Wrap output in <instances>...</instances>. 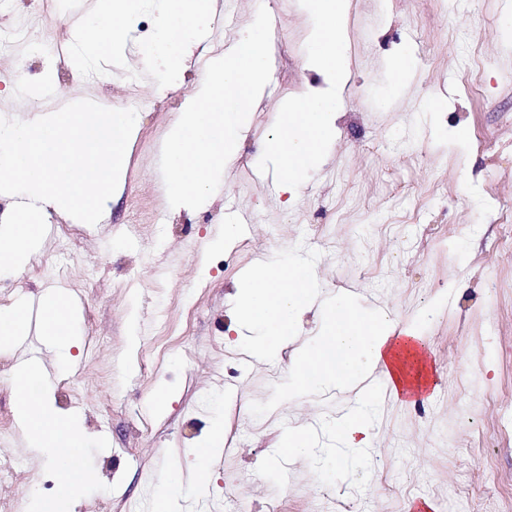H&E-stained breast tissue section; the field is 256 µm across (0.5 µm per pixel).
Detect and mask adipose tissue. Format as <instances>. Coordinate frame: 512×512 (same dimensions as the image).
<instances>
[{
	"label": "adipose tissue",
	"instance_id": "adipose-tissue-1",
	"mask_svg": "<svg viewBox=\"0 0 512 512\" xmlns=\"http://www.w3.org/2000/svg\"><path fill=\"white\" fill-rule=\"evenodd\" d=\"M157 13L162 41L144 54L146 65L157 60H176L186 51V35L202 25L211 11V0H103V24L95 37L83 39L79 62L109 59L130 37L137 15L144 7ZM316 18L312 34V66L340 78L344 71L343 42L339 23L347 0H310ZM339 108L335 92L305 95L287 107L264 143V152L277 170L279 190L295 194L299 178L323 157L333 139ZM313 272L298 260H283L251 270L239 298L236 332L248 339L254 355L276 358L284 343L298 334L304 315L314 304ZM327 315L319 336L299 348L291 389L300 395L344 390L364 383L374 372H382L394 393H410L409 360L417 356L421 336L397 330L384 311H369L351 298L339 295L326 305ZM72 307L59 299L43 304L41 329L59 358L72 361L75 346L71 325ZM16 410L30 443L43 448L55 460L77 453L83 431L77 412H65L54 403L43 370L14 371ZM329 430L336 447L317 448L309 430L297 428L286 435L277 450L279 458H314L322 473L344 467L360 473L357 461L366 445L364 414H349L334 420Z\"/></svg>",
	"mask_w": 512,
	"mask_h": 512
}]
</instances>
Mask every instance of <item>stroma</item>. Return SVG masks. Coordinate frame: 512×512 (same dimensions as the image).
Masks as SVG:
<instances>
[{
	"label": "stroma",
	"mask_w": 512,
	"mask_h": 512,
	"mask_svg": "<svg viewBox=\"0 0 512 512\" xmlns=\"http://www.w3.org/2000/svg\"><path fill=\"white\" fill-rule=\"evenodd\" d=\"M189 50L156 88L144 52L161 38L142 11L118 58L77 65L78 35H92L100 0H11L0 28L43 6L50 41L17 44L0 57V116L31 119L89 99L108 108L131 97L138 111L125 178L96 225L62 240L67 216L49 212L41 246L19 271L0 274V310L53 286L75 308L74 364L59 363L33 328L0 338V456L21 467L0 484V512H28L60 472L28 442L17 419L15 367L36 360L53 375L56 406L81 414L79 461L90 482L76 512H131L154 501L170 467H187L210 426L224 425V451L199 494L184 475L177 512L209 500L217 512H455L448 488L466 480L478 512H512V0H349L343 20L345 76L336 133L303 176L294 201L277 189L262 145L286 103L333 87L309 61L315 25L308 0H212ZM265 6L271 73L251 109L235 160L198 209L170 207L159 168L162 146L205 73L214 49L228 51ZM411 51L398 84L390 63ZM60 95L29 99L22 85ZM249 216L235 243L209 242ZM307 261L319 298L298 336L277 357L252 356L234 330L238 291L256 265ZM64 267L56 276L55 267ZM348 293L382 308L398 328L418 325L427 348L417 398L375 390L364 453L366 482L312 459L276 460L289 428H311L355 405L351 391L280 401L295 352L320 330L324 302ZM169 397L153 411L157 390Z\"/></svg>",
	"instance_id": "stroma-1"
}]
</instances>
